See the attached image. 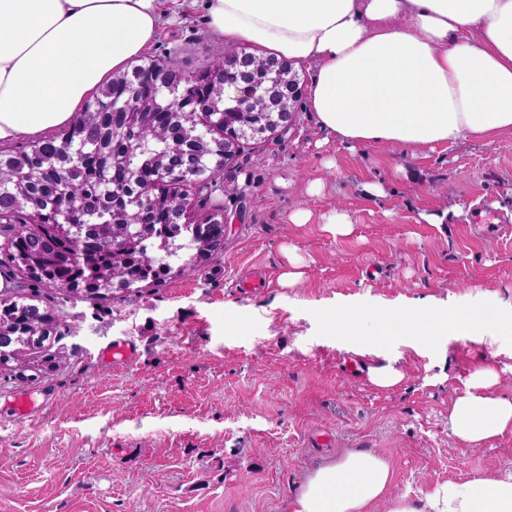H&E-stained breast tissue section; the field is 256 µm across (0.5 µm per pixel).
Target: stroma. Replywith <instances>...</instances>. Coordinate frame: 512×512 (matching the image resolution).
Segmentation results:
<instances>
[{"mask_svg":"<svg viewBox=\"0 0 512 512\" xmlns=\"http://www.w3.org/2000/svg\"><path fill=\"white\" fill-rule=\"evenodd\" d=\"M159 5L145 58L174 54L196 70L235 53L200 5ZM224 181L230 192L210 199L224 212V245L195 274L95 301L28 291L58 324L33 356L61 363L32 381L0 370V403L54 393L37 417L0 419V512H288L310 472L348 448L389 457L392 495L412 501L439 482L512 472V432L473 447L448 433L477 369L512 397V335L367 343L327 326L356 308L512 302V134L412 155L351 150L301 111L288 130L241 141ZM481 201L507 223H473ZM297 210L310 222L292 223ZM336 210L349 234L324 230ZM258 268L264 288L240 296L237 281ZM116 338L135 345L130 362L100 358ZM385 367L398 383L372 381Z\"/></svg>","mask_w":512,"mask_h":512,"instance_id":"stroma-1","label":"stroma"}]
</instances>
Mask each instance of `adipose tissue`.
Listing matches in <instances>:
<instances>
[{
	"instance_id": "adipose-tissue-1",
	"label": "adipose tissue",
	"mask_w": 512,
	"mask_h": 512,
	"mask_svg": "<svg viewBox=\"0 0 512 512\" xmlns=\"http://www.w3.org/2000/svg\"><path fill=\"white\" fill-rule=\"evenodd\" d=\"M209 27L240 53L310 72L304 108L321 132L355 148L404 151L512 133V0H201ZM161 22L159 0H0V143L64 130L114 75L136 66ZM432 343L512 335V303L450 315L424 302L342 320L373 341L380 325ZM477 370L448 430L478 446L512 431V397ZM382 454L347 449L310 473L289 512H512V474L433 485L418 500L391 493Z\"/></svg>"
}]
</instances>
